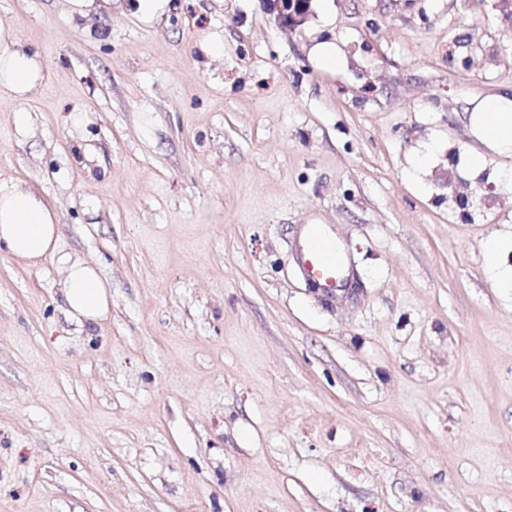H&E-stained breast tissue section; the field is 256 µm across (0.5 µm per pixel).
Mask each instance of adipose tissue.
Returning a JSON list of instances; mask_svg holds the SVG:
<instances>
[{"instance_id": "ef3b65f1", "label": "adipose tissue", "mask_w": 512, "mask_h": 512, "mask_svg": "<svg viewBox=\"0 0 512 512\" xmlns=\"http://www.w3.org/2000/svg\"><path fill=\"white\" fill-rule=\"evenodd\" d=\"M45 81L46 64L38 50L0 20V92L28 99L42 92ZM472 111L479 116L483 140L512 152V98H484L473 103ZM58 241V212L39 192L0 184V255L31 264L57 261L64 271L61 285L70 316L81 323L99 322L112 305L109 283L96 265L61 254Z\"/></svg>"}]
</instances>
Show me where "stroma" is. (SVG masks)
Segmentation results:
<instances>
[{"label":"stroma","instance_id":"stroma-1","mask_svg":"<svg viewBox=\"0 0 512 512\" xmlns=\"http://www.w3.org/2000/svg\"><path fill=\"white\" fill-rule=\"evenodd\" d=\"M0 19L48 78L0 93V183L112 291L83 327L57 263L0 256V512H512V153L470 111L512 92L499 0ZM313 0H264L267 12L274 15L281 28L295 29L308 19L313 12ZM298 265L307 279L318 288L334 294L343 288L342 261L333 241H325L317 227H312L297 256Z\"/></svg>","mask_w":512,"mask_h":512}]
</instances>
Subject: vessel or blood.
<instances>
[{"label": "vessel or blood", "mask_w": 512, "mask_h": 512, "mask_svg": "<svg viewBox=\"0 0 512 512\" xmlns=\"http://www.w3.org/2000/svg\"><path fill=\"white\" fill-rule=\"evenodd\" d=\"M298 265L307 279L318 288L333 294L343 286L342 261L335 242L325 240L318 228H311L297 256Z\"/></svg>", "instance_id": "b4317fda"}]
</instances>
